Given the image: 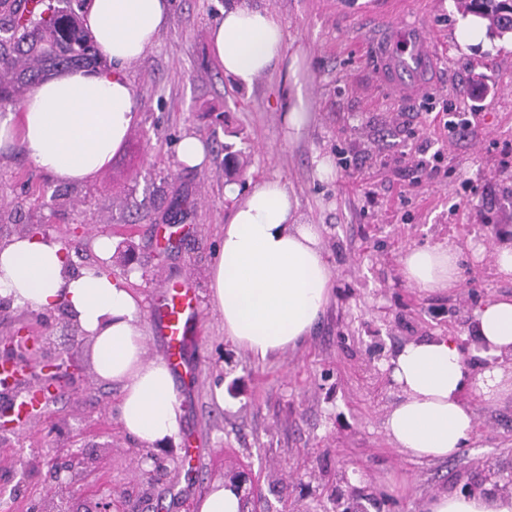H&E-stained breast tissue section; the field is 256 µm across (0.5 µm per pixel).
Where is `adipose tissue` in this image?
<instances>
[{"label": "adipose tissue", "instance_id": "obj_1", "mask_svg": "<svg viewBox=\"0 0 512 512\" xmlns=\"http://www.w3.org/2000/svg\"><path fill=\"white\" fill-rule=\"evenodd\" d=\"M169 11V0H91L86 24L109 68L66 70L38 84L20 113L0 116V147L21 148L39 171L64 184L96 175L137 120L125 70L153 46ZM284 41L280 19L249 0H232L208 32L225 75L247 90L281 61ZM224 194L235 204L207 271L210 301L234 344L260 360L281 355L309 336L332 297L336 274L321 227L300 223L298 200L280 179L256 182L243 197L230 183ZM458 260L452 243L413 246L400 257V273L420 292H447L459 284ZM1 296L19 308H64L92 342L98 379L120 389L122 431L146 449L177 441L173 372L162 358H147L142 298L108 267L73 272L64 242L16 235L0 243ZM471 329L478 343L470 353L439 334L405 344L390 361L401 395L386 412L384 430L412 461H442L466 445L477 416L464 390L489 405L512 394V365L498 362L512 353V296L487 299ZM470 355L482 359L480 370L467 366ZM421 512H512V494L444 490L430 495Z\"/></svg>", "mask_w": 512, "mask_h": 512}]
</instances>
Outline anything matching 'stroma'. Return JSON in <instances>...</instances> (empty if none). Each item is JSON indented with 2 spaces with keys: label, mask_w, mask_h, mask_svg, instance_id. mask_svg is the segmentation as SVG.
<instances>
[{
  "label": "stroma",
  "mask_w": 512,
  "mask_h": 512,
  "mask_svg": "<svg viewBox=\"0 0 512 512\" xmlns=\"http://www.w3.org/2000/svg\"><path fill=\"white\" fill-rule=\"evenodd\" d=\"M229 0H170V15L145 57L126 70L139 119L110 162L72 186L59 206L26 155L0 149V240L19 226L46 229L73 252L77 269L99 265L98 237L129 244L113 263L152 304L166 283L191 279L200 343L194 382L177 383L180 433L196 450L187 480L181 441L156 451L163 473L143 472L146 450L125 434L111 406L119 390L91 370L86 344L68 346L62 310L12 307L0 336L33 330L69 347L72 369L22 435L0 443V512H46L57 481L74 482L69 512H194L211 484L240 472L255 478L262 512H322L332 489L372 494L368 512H420L438 490L462 492L479 470L512 478V400L485 405L467 393L477 428L443 461L416 464L383 428L398 390L385 366L407 342L442 332L470 341L474 310L512 294L493 252L512 239V39L469 43L456 0H252L285 28L287 78L276 67L239 90L209 52L208 29ZM422 19L443 45L428 94L398 101L377 83L367 45L386 18ZM302 82L311 119L282 121ZM474 117L477 137L456 142L446 120ZM205 139L211 162L188 169L177 157L184 133ZM240 150V171L224 172L222 144ZM430 144L426 170L401 153ZM332 169L319 176L318 160ZM277 177L294 192L300 221L322 227L336 273L334 298L296 350L258 361L224 336L205 270L234 202L224 186ZM460 245V285L424 295L399 272L411 246ZM77 453L78 469L48 474Z\"/></svg>",
  "instance_id": "1"
}]
</instances>
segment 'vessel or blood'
Masks as SVG:
<instances>
[{
    "mask_svg": "<svg viewBox=\"0 0 512 512\" xmlns=\"http://www.w3.org/2000/svg\"><path fill=\"white\" fill-rule=\"evenodd\" d=\"M438 46L437 37L421 22H382L377 39L370 45L378 81L396 97H417L430 87ZM152 317L171 370L182 380H193L196 372L186 359L187 349L197 340V298L191 281L162 287L154 300Z\"/></svg>",
    "mask_w": 512,
    "mask_h": 512,
    "instance_id": "1",
    "label": "vessel or blood"
}]
</instances>
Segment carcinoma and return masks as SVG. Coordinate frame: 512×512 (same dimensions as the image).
Here are the masks:
<instances>
[{"label": "carcinoma", "instance_id": "obj_1", "mask_svg": "<svg viewBox=\"0 0 512 512\" xmlns=\"http://www.w3.org/2000/svg\"><path fill=\"white\" fill-rule=\"evenodd\" d=\"M35 7L27 9L28 2ZM87 0H0V109L58 69L100 64L75 8ZM464 13L485 23L487 35L512 33V0H461Z\"/></svg>", "mask_w": 512, "mask_h": 512}]
</instances>
